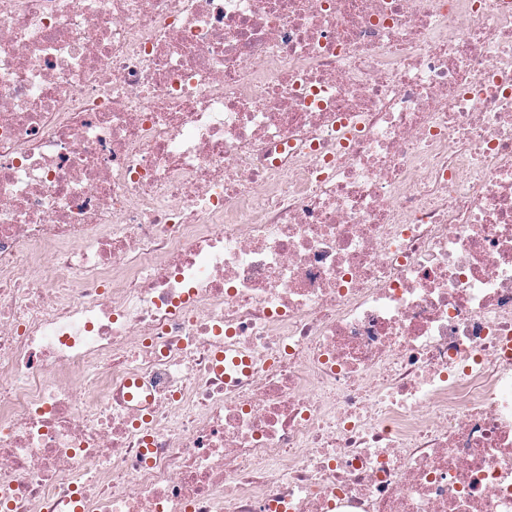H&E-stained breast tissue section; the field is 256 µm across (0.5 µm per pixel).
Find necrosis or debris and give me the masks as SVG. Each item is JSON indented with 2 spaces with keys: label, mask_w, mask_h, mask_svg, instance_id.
I'll use <instances>...</instances> for the list:
<instances>
[{
  "label": "necrosis or debris",
  "mask_w": 512,
  "mask_h": 512,
  "mask_svg": "<svg viewBox=\"0 0 512 512\" xmlns=\"http://www.w3.org/2000/svg\"><path fill=\"white\" fill-rule=\"evenodd\" d=\"M74 494L512 512V0H0V512Z\"/></svg>",
  "instance_id": "1"
}]
</instances>
